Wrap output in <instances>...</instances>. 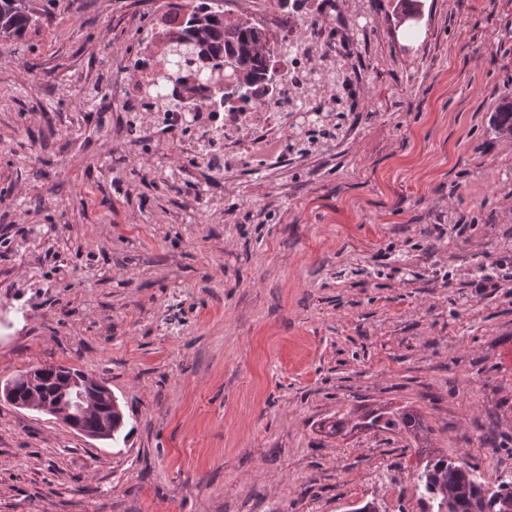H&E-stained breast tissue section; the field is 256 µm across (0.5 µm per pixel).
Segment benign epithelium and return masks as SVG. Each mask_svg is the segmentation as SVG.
Masks as SVG:
<instances>
[{
    "label": "benign epithelium",
    "mask_w": 512,
    "mask_h": 512,
    "mask_svg": "<svg viewBox=\"0 0 512 512\" xmlns=\"http://www.w3.org/2000/svg\"><path fill=\"white\" fill-rule=\"evenodd\" d=\"M98 392L106 390V386L96 378L84 373L78 378H69L65 381L60 390L58 398L50 402L38 396L28 399L21 408L43 413L54 417L57 421L71 427L80 417V414L98 409V402L95 398L87 396V391ZM119 405L116 400H111L109 412L101 417L97 428L86 433V437L96 440H108L112 438V413L118 411Z\"/></svg>",
    "instance_id": "1"
}]
</instances>
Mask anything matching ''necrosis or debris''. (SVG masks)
I'll return each instance as SVG.
<instances>
[{"mask_svg": "<svg viewBox=\"0 0 512 512\" xmlns=\"http://www.w3.org/2000/svg\"><path fill=\"white\" fill-rule=\"evenodd\" d=\"M223 12L250 19L281 46V53L271 61L285 76L280 94L259 102L228 100L217 85L194 77L181 92L187 102L195 104V111L154 112L146 126L130 131L132 139L146 137L158 146L178 143L215 181L234 171L287 165L292 158L288 143L294 127L315 110L307 96L314 72L299 33L300 28H312V20L305 17L299 26H284L285 10L278 0H223ZM183 16L178 0H168L143 40L139 58L152 64L160 60L159 41L182 28Z\"/></svg>", "mask_w": 512, "mask_h": 512, "instance_id": "obj_1", "label": "necrosis or debris"}]
</instances>
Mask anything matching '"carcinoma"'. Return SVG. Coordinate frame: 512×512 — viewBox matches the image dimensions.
<instances>
[{"mask_svg":"<svg viewBox=\"0 0 512 512\" xmlns=\"http://www.w3.org/2000/svg\"><path fill=\"white\" fill-rule=\"evenodd\" d=\"M35 21L30 0H0V41L22 37ZM273 50L266 34L245 21H228L214 7V0H191L184 30L163 49L165 67L151 79V96L144 107L151 112L157 107L181 112H195L184 99L170 96L167 89L186 81L193 64L200 60L220 59L221 65L197 69L201 78L220 84L229 79L237 98L247 102L259 95L266 61ZM324 110L316 111L325 139L336 137L342 101L332 94L325 99ZM292 147L299 153L313 146L312 137L299 125L290 136ZM370 426L384 432H404L418 438L428 428L414 413L402 410L374 415ZM420 497L428 502L431 512H512V480L491 488L482 484L472 465L446 457L426 458L413 474Z\"/></svg>","mask_w":512,"mask_h":512,"instance_id":"1","label":"carcinoma"}]
</instances>
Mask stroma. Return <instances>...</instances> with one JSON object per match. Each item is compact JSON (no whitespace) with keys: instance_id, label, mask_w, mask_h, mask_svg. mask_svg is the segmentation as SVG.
Segmentation results:
<instances>
[{"instance_id":"35a3bbf8","label":"stroma","mask_w":512,"mask_h":512,"mask_svg":"<svg viewBox=\"0 0 512 512\" xmlns=\"http://www.w3.org/2000/svg\"><path fill=\"white\" fill-rule=\"evenodd\" d=\"M335 2L308 45L354 112L212 186L115 111L153 14L33 0L0 42V381L74 367L125 419L0 401V512H395L430 454L512 478V0ZM402 408L428 445L371 428ZM110 401H111V405H110L109 411L101 417V420H100L98 426H97V422H98L97 415L91 414V415L82 417L80 419L81 426L85 430H93L97 426V428L92 432L80 433V434H82L88 438L96 439V440H108V439L115 440L116 439V435L122 429V427L124 425V421H123L122 425H120V426L116 425V432L114 434V432L112 431V411L116 412V411H118V409H120V407H119L118 403L116 402V400L112 397V395L110 396ZM112 435H114V438H112Z\"/></svg>"}]
</instances>
